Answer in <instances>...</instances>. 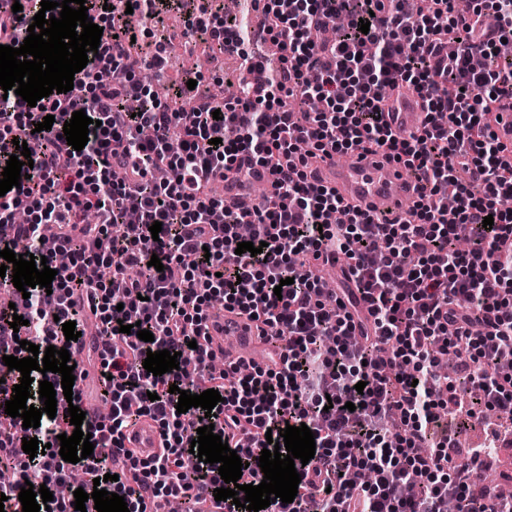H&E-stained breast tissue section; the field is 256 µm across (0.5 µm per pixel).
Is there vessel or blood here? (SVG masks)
Wrapping results in <instances>:
<instances>
[{
	"label": "vessel or blood",
	"mask_w": 512,
	"mask_h": 512,
	"mask_svg": "<svg viewBox=\"0 0 512 512\" xmlns=\"http://www.w3.org/2000/svg\"><path fill=\"white\" fill-rule=\"evenodd\" d=\"M497 121L493 130L505 151L503 160L512 161V98L499 97L496 103ZM425 114L422 102L414 91L399 87L390 91L385 101V120L402 136L416 133ZM322 182L335 189L345 202L379 219L401 221L407 218L412 202L418 196L414 180L406 168L381 155L355 156L343 165L322 163L318 170ZM211 320L223 323V335L214 337L210 347L223 353L225 362L244 360L260 365L269 364L271 356L259 337L254 322L237 314L215 310ZM135 445L144 454H152L160 446V435L154 425H142L132 432Z\"/></svg>",
	"instance_id": "vessel-or-blood-1"
}]
</instances>
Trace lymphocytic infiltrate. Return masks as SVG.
I'll use <instances>...</instances> for the list:
<instances>
[{
    "label": "lymphocytic infiltrate",
    "instance_id": "1",
    "mask_svg": "<svg viewBox=\"0 0 512 512\" xmlns=\"http://www.w3.org/2000/svg\"><path fill=\"white\" fill-rule=\"evenodd\" d=\"M40 2L0 0V44H22ZM86 5L103 35L73 89L33 107L13 93L0 98V170L16 141L34 146L29 176L0 196V250L25 242L58 270L51 289L26 296L0 277L15 303L0 309V356L26 357L24 340L64 348L63 323L81 332L92 319L110 412L83 422L94 451L72 464L59 454L60 434L77 429L66 406L24 428L5 412L21 374L6 378L0 461L13 478L0 483V512H22L25 483L53 490L77 472L86 490L103 478L130 512L170 498L199 512L225 485L217 465L190 452L204 416L245 462L244 484L257 483L268 436L289 424L314 433L315 455L297 468L294 501L264 512H446L452 499L458 512H512V496L491 500V485L472 480L456 437L434 432L442 416L464 421L491 410L510 426L492 428L479 444L484 469L495 467L497 448L512 446V365L503 361L512 353V209L503 205L512 197V165L502 162L492 129L495 96L512 86V56L500 51L502 40H512V0H422L415 12L407 0H265L263 26L280 48L274 68L249 53L247 21L224 17L211 0ZM129 10L138 25L126 23ZM170 13L182 17L184 32L157 43L149 57L134 55L133 40L150 36ZM340 15L346 23L335 37L315 40ZM187 35L213 52L223 50L225 37L237 39L240 96L199 97L190 111L175 112L139 80L143 69L161 73ZM445 41L456 51L443 67L435 56ZM399 85L418 94L426 114L407 138L384 119L382 92ZM292 96L321 107L297 114L287 103ZM80 109L95 124L77 151L63 126ZM48 115L51 130L36 131ZM356 146L406 165L420 195L405 221L379 224L346 211L309 174L318 158ZM260 166L270 174L265 197L225 210L211 185L245 186ZM159 168L170 171L168 180L155 179ZM21 207L23 224L15 221ZM90 212L97 223H85ZM487 216L493 227L483 226ZM462 235L470 242L464 252L455 247ZM246 238L266 244V253H237ZM61 250L73 255L62 267L55 259ZM154 256L162 269L150 266ZM322 263L341 264L343 293L323 292L315 274ZM92 264L108 276L88 279ZM217 299L267 327L279 344L272 366L212 370L215 355L203 339ZM133 311L153 342L120 332ZM17 314L25 323L15 331ZM163 349L178 353V369L147 373L148 352ZM450 354L456 365L446 375L438 364ZM173 384L190 394L217 390L222 401L209 413H177ZM146 419L161 446L144 457L124 439ZM26 437L46 452L25 454Z\"/></svg>",
    "mask_w": 512,
    "mask_h": 512
}]
</instances>
